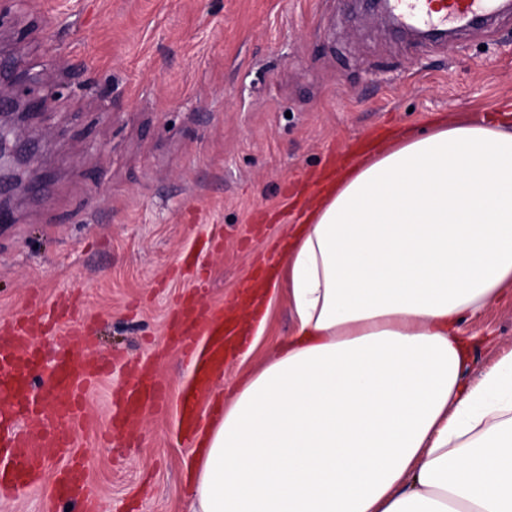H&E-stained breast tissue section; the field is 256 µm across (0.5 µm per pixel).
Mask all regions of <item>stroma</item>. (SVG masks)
I'll return each instance as SVG.
<instances>
[{
  "label": "stroma",
  "instance_id": "1",
  "mask_svg": "<svg viewBox=\"0 0 512 512\" xmlns=\"http://www.w3.org/2000/svg\"><path fill=\"white\" fill-rule=\"evenodd\" d=\"M0 58L16 65L0 96L39 71L47 107L10 136L34 146L29 193L0 226V324L28 305L68 299L90 342L75 365L113 361L84 403L77 446L98 512H187L174 401L192 386L173 331L180 302L239 314L243 282L283 262L319 178L435 122L512 125V12L448 41L390 28L366 0H11ZM480 336L468 376L512 352V296L463 324ZM278 296L253 351L227 349L197 405L216 417L235 383L288 338ZM151 366L169 406L111 429L112 396ZM59 467L0 497V512H81L54 500Z\"/></svg>",
  "mask_w": 512,
  "mask_h": 512
}]
</instances>
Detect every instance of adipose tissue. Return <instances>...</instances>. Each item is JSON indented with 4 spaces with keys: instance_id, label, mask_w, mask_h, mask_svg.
I'll use <instances>...</instances> for the list:
<instances>
[{
    "instance_id": "1",
    "label": "adipose tissue",
    "mask_w": 512,
    "mask_h": 512,
    "mask_svg": "<svg viewBox=\"0 0 512 512\" xmlns=\"http://www.w3.org/2000/svg\"><path fill=\"white\" fill-rule=\"evenodd\" d=\"M283 277L294 329L202 431L188 512H512V130L439 123L322 186ZM466 317L464 330L487 338L472 351L467 370V377H472L512 351V296L495 301L477 315Z\"/></svg>"
}]
</instances>
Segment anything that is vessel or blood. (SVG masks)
<instances>
[{
	"label": "vessel or blood",
	"mask_w": 512,
	"mask_h": 512,
	"mask_svg": "<svg viewBox=\"0 0 512 512\" xmlns=\"http://www.w3.org/2000/svg\"><path fill=\"white\" fill-rule=\"evenodd\" d=\"M496 0H392L400 24L414 27L445 28L469 18L482 19L493 11ZM75 308L45 313L34 307L27 316L0 329V486L13 490L35 486L48 452L64 459L58 474L54 497L72 500L87 494L83 460L75 451L84 400L93 385L112 370L111 362L90 363L75 368L67 351H60L53 362L41 361L32 341L35 327H60L71 323ZM186 337L182 353L188 360H210L214 368L224 363V327L195 313L186 316ZM42 370L54 390V403L45 406L30 391V378ZM162 386L152 381L147 370L131 376L115 404L114 423L122 425L143 403H163Z\"/></svg>",
	"instance_id": "1"
}]
</instances>
